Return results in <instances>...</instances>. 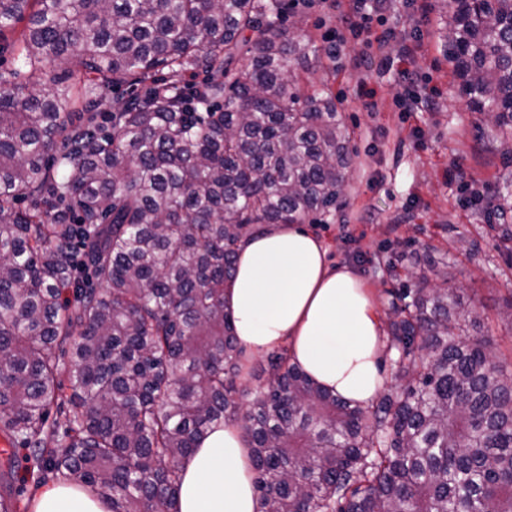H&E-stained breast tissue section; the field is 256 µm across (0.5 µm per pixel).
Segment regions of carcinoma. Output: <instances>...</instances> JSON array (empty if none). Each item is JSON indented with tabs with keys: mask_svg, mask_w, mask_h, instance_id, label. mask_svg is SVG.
I'll return each instance as SVG.
<instances>
[{
	"mask_svg": "<svg viewBox=\"0 0 512 512\" xmlns=\"http://www.w3.org/2000/svg\"><path fill=\"white\" fill-rule=\"evenodd\" d=\"M441 11L472 110L512 131V0ZM287 15L285 0H0L29 74L0 76V432L37 479L111 512H171L182 461L226 421L261 512H512V370L470 334L481 313L446 260L391 291L396 388L377 400L333 395L285 351L246 384L224 309L240 244L339 208L352 161L336 96L297 90L318 48ZM188 71L202 80L182 86ZM123 86L140 91L105 133L98 109ZM494 211H512L511 182ZM76 224L99 288L76 285ZM64 375L77 400L60 433ZM22 494L4 486L0 512Z\"/></svg>",
	"mask_w": 512,
	"mask_h": 512,
	"instance_id": "carcinoma-1",
	"label": "carcinoma"
}]
</instances>
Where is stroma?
I'll return each instance as SVG.
<instances>
[{
    "label": "stroma",
    "mask_w": 512,
    "mask_h": 512,
    "mask_svg": "<svg viewBox=\"0 0 512 512\" xmlns=\"http://www.w3.org/2000/svg\"><path fill=\"white\" fill-rule=\"evenodd\" d=\"M352 0H315L300 7L301 27L328 46ZM383 24L366 40L347 41L341 54L314 60L301 72V90L328 80L336 103L355 131L353 164L342 187L343 205L305 224L327 246L330 266L352 269L369 286L378 315H385L392 281L373 273L377 264L410 266V253L447 257L449 276L466 302L482 312L481 330L499 354L512 353V253L489 219L490 204L512 178V143L497 141L486 115L473 111L444 54L441 17L429 9L422 47L405 56L398 41L380 44L384 29L410 31L415 20L404 0H384ZM386 54L392 69L370 67ZM429 81L439 98L434 108L398 112L396 94L405 76ZM480 204H467L471 195Z\"/></svg>",
    "instance_id": "obj_1"
}]
</instances>
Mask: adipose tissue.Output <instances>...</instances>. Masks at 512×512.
<instances>
[{"instance_id":"obj_1","label":"adipose tissue","mask_w":512,"mask_h":512,"mask_svg":"<svg viewBox=\"0 0 512 512\" xmlns=\"http://www.w3.org/2000/svg\"><path fill=\"white\" fill-rule=\"evenodd\" d=\"M328 249L293 224H270L241 244L224 293L238 341L254 353L287 346L291 360L323 388L355 403L382 386V325L366 284L330 267ZM175 512H259L250 450L233 422L212 430L182 465ZM34 512H109L80 486L61 482Z\"/></svg>"}]
</instances>
